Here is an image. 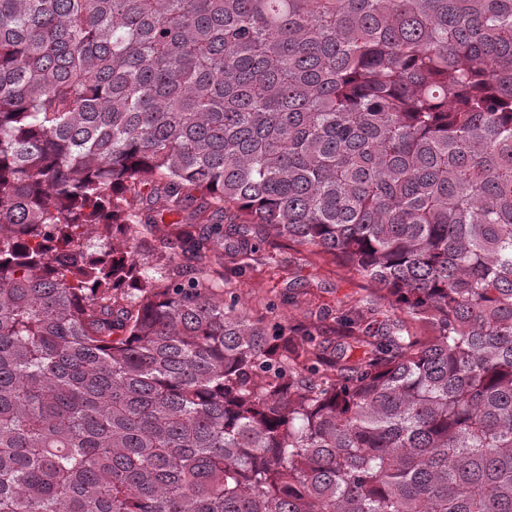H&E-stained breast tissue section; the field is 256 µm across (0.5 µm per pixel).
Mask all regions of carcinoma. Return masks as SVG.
<instances>
[{
    "label": "carcinoma",
    "instance_id": "1",
    "mask_svg": "<svg viewBox=\"0 0 512 512\" xmlns=\"http://www.w3.org/2000/svg\"><path fill=\"white\" fill-rule=\"evenodd\" d=\"M0 512H512V0H0ZM241 275L224 269L239 296V307L255 314L265 299H273L277 313L288 320L317 327L328 336L338 312L366 292L361 281L327 256L309 254L288 242L265 244L252 255Z\"/></svg>",
    "mask_w": 512,
    "mask_h": 512
}]
</instances>
